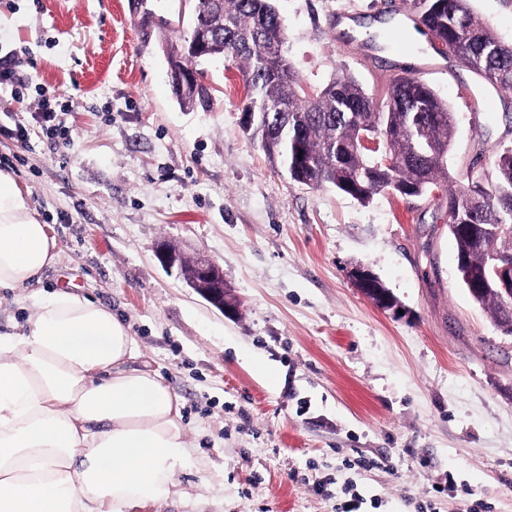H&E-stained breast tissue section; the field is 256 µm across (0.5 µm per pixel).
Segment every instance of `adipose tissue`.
Returning <instances> with one entry per match:
<instances>
[{
  "label": "adipose tissue",
  "mask_w": 512,
  "mask_h": 512,
  "mask_svg": "<svg viewBox=\"0 0 512 512\" xmlns=\"http://www.w3.org/2000/svg\"><path fill=\"white\" fill-rule=\"evenodd\" d=\"M58 261L11 174L0 171V291L39 283ZM0 333V512H151L190 456L179 397L135 367L111 309L69 291Z\"/></svg>",
  "instance_id": "obj_1"
}]
</instances>
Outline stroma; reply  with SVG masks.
Wrapping results in <instances>:
<instances>
[{"label": "stroma", "instance_id": "1", "mask_svg": "<svg viewBox=\"0 0 512 512\" xmlns=\"http://www.w3.org/2000/svg\"><path fill=\"white\" fill-rule=\"evenodd\" d=\"M380 0H276L288 58L308 90L342 73L379 97L421 49L338 31ZM190 0H0V56L73 102L47 139L38 97L0 90V157L57 241L43 291L70 290L128 324L182 399L194 445L179 493L155 512H512V338L456 272L442 196L383 192L363 205L270 164L240 128L236 66L208 67L210 111L181 110L162 42L188 31ZM167 29H160V22ZM431 87L456 117L448 172L491 168L512 131V91L448 58ZM27 131L26 141L11 136ZM166 242L224 270L226 316L155 256ZM395 295L375 308L350 272ZM270 369L262 377L244 363ZM373 467L353 466V459Z\"/></svg>", "mask_w": 512, "mask_h": 512}]
</instances>
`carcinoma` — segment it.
Masks as SVG:
<instances>
[{
  "label": "carcinoma",
  "instance_id": "obj_1",
  "mask_svg": "<svg viewBox=\"0 0 512 512\" xmlns=\"http://www.w3.org/2000/svg\"><path fill=\"white\" fill-rule=\"evenodd\" d=\"M434 2L439 7L422 9L432 38L450 45L457 59L487 83L512 90V43L496 37L473 13L471 0ZM188 38L186 34L181 43L166 46L168 64L204 65L183 54ZM218 38L224 45V59L239 65L248 89V107L259 112L266 102L286 105L287 112L278 123L263 124L248 134L260 139L266 156L276 165L286 166V157L298 152L312 160L310 167L288 170L295 182L312 189L331 186L361 203L386 190L420 197L442 187L448 207L463 209L470 223L488 229L484 242L452 233L457 259L466 256L479 266L488 252L512 243V156L496 153L485 196L470 205L467 189H452L448 173V152L456 136L454 113L427 83L401 76L384 89L377 102L348 74L333 78L312 97L291 66L284 76L271 77L274 61L269 50L286 44L273 0H224V31ZM175 99L188 110H207L212 103L203 89L195 96L177 94ZM364 134L381 139L393 165H379L357 148Z\"/></svg>",
  "mask_w": 512,
  "mask_h": 512
}]
</instances>
